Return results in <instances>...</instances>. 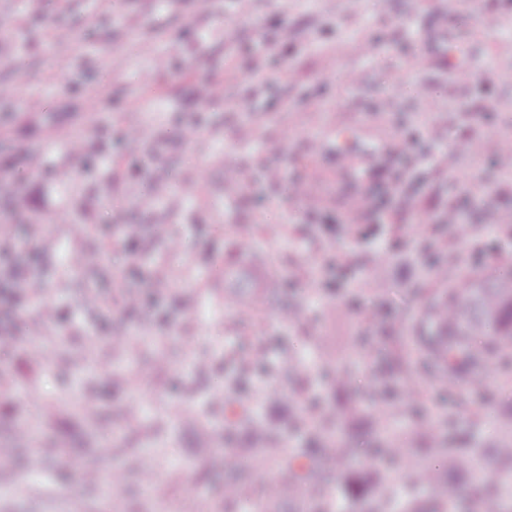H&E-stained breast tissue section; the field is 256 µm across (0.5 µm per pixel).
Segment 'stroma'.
I'll use <instances>...</instances> for the list:
<instances>
[{
    "label": "stroma",
    "mask_w": 512,
    "mask_h": 512,
    "mask_svg": "<svg viewBox=\"0 0 512 512\" xmlns=\"http://www.w3.org/2000/svg\"><path fill=\"white\" fill-rule=\"evenodd\" d=\"M59 28L49 45L44 31ZM0 211L40 224L32 246L0 263L7 296L22 300L0 337V512H225L227 472L206 448H244L221 434L225 390L271 432L254 462L262 512H317L322 499L357 512L375 498L369 477L381 450L402 435L408 455L435 447L484 449L512 499V474L496 449L512 428V359L491 357L463 386L420 385L400 366L435 335L433 310L449 296L512 270V169L492 168L465 148L471 139L512 140V0H0ZM375 42L365 58L354 47ZM82 51H74L73 42ZM67 59L55 70V58ZM477 76L458 83L455 65ZM240 79L219 100L202 99L200 76ZM402 71L400 84L391 76ZM201 132L184 137L185 123ZM65 127L80 151L50 143ZM453 153V171L410 168L402 196L381 223L378 199L406 132ZM319 151L308 148L310 141ZM41 154L32 169L16 143ZM240 195L225 193L227 179ZM457 200L473 225L458 239L441 219ZM72 214L54 221L57 210ZM360 212L366 236L343 226ZM182 239L171 252L158 220ZM141 232L128 239L123 225ZM87 275L70 256L98 251ZM263 258L274 282L261 308L225 311L224 266L242 250ZM459 280L439 282L449 261ZM381 288H365L370 276ZM141 301L125 308L118 280ZM105 302L85 307L88 291ZM282 347L286 368L241 378L227 340ZM405 413L377 425L374 388ZM348 448L324 481L293 502L266 498L283 450L312 445L300 428L309 394ZM95 397L87 422L79 400ZM160 462L145 496L146 464ZM119 470L104 495L87 471Z\"/></svg>",
    "instance_id": "35a3bbf8"
}]
</instances>
